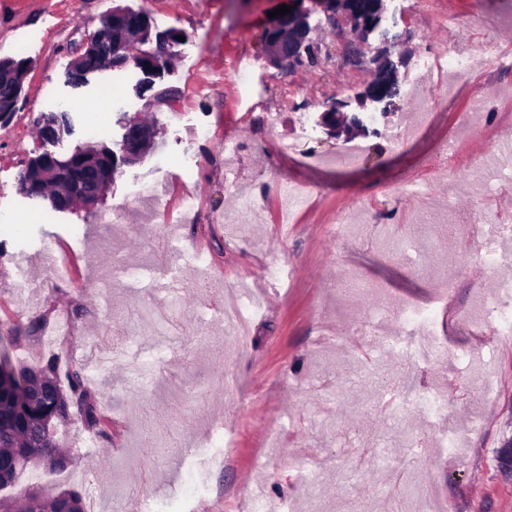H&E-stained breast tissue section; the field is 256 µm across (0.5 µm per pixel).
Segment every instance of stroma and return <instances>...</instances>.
Returning a JSON list of instances; mask_svg holds the SVG:
<instances>
[{
  "mask_svg": "<svg viewBox=\"0 0 512 512\" xmlns=\"http://www.w3.org/2000/svg\"><path fill=\"white\" fill-rule=\"evenodd\" d=\"M282 0H0V60L30 44L26 96L8 126H0V210L15 221L0 224V330L20 326L8 348L12 361L39 364L55 346L89 365L91 341L121 344L134 335L135 349L92 372L90 385L110 422L106 438L79 421L58 426L55 438L70 449L65 472L26 474L21 488L44 496L81 489L89 512H135L161 505L166 512H246L248 491L265 473L267 497L293 504L294 512H403L413 489L430 485L445 512H512V471L499 453L512 439V338L499 336L495 318L466 319L475 295L512 306L484 262L494 250L512 263V236L476 232L480 207L512 225V178H502L477 200L463 171L474 158L512 136V9L500 0H387L382 34L397 69L394 109L359 107L372 81L368 61L346 63V42L321 14L309 18L310 39L321 49L315 65L294 71L270 66L261 47L268 11ZM145 10L156 30L185 36L156 85L179 90L171 106L146 108L151 91L138 77L124 86L123 103L108 109L103 142L119 149L132 116L155 119L153 152L139 163L119 165L97 206L118 210L121 223L89 221L77 206L35 222L44 201L20 193L19 174L42 152L36 120L54 102L70 111L72 133L55 150L64 154L89 142L83 117L106 70L74 85L71 64L89 33L113 7ZM458 32L466 54L496 40L503 60L490 62L439 105L430 125L405 142L381 126L413 110L409 90L419 62L448 50ZM247 64L239 80L234 59ZM54 101L44 103L40 90ZM343 112L372 113L366 129L328 133L321 115L333 102ZM315 129L311 157L289 151L300 114ZM237 144L226 156L225 143ZM364 148L360 162L340 167L345 147ZM191 156L198 166L190 182L178 169L157 166L159 151ZM152 170L177 206L192 193L198 206L176 222L167 247L145 242L155 232L148 210L134 203L138 180ZM313 192L293 223L279 221V177ZM249 190L254 205L242 216L238 195ZM352 219L351 239L329 234L338 217ZM411 242L417 263L387 252V240ZM54 253L60 275L43 261ZM293 272L269 284V263ZM181 269L174 294L159 284L169 266ZM364 290L343 292L350 272ZM451 289H444L445 280ZM250 284L256 315L234 327L224 318L225 286ZM395 303L434 309V331L450 362L414 357L412 339L399 337L378 349L355 329L377 305L376 289ZM70 317L62 329L31 332L41 316ZM228 375L239 387L227 402L213 386ZM437 389L448 396L443 416L396 412L405 386ZM236 430L231 452L219 447L224 428ZM454 448L434 446L440 434Z\"/></svg>",
  "mask_w": 512,
  "mask_h": 512,
  "instance_id": "obj_1",
  "label": "stroma"
}]
</instances>
